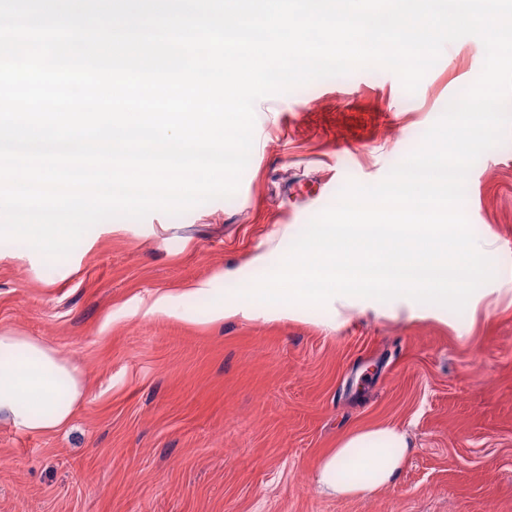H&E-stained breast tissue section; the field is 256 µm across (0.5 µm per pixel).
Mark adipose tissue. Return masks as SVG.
Returning a JSON list of instances; mask_svg holds the SVG:
<instances>
[{"instance_id":"1","label":"adipose tissue","mask_w":512,"mask_h":512,"mask_svg":"<svg viewBox=\"0 0 512 512\" xmlns=\"http://www.w3.org/2000/svg\"><path fill=\"white\" fill-rule=\"evenodd\" d=\"M446 192L411 187L389 191L375 223L338 213L316 224L277 267L257 260L240 290L214 310L213 320L249 317L256 299L277 298L284 312L329 309L337 322L348 314L428 317L434 304L478 313L510 298L496 288L495 269L472 243L473 225L452 224ZM490 287L473 290V279ZM87 389L79 369L45 343L0 331V419L32 435L68 425ZM407 434L394 426L347 432L318 468L320 493L356 498L393 485L410 453Z\"/></svg>"}]
</instances>
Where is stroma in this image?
I'll use <instances>...</instances> for the list:
<instances>
[{"label":"stroma","mask_w":512,"mask_h":512,"mask_svg":"<svg viewBox=\"0 0 512 512\" xmlns=\"http://www.w3.org/2000/svg\"><path fill=\"white\" fill-rule=\"evenodd\" d=\"M475 36L445 46L415 93L365 68L258 99L236 194L93 226L65 258L0 240V330L76 365L88 397L31 435L0 421V512H512V303L458 330L433 319L211 318L255 258L277 265L350 181H381L479 76ZM464 209L512 286V126L466 182ZM210 282L201 297L184 290ZM177 297L175 315L143 300ZM413 450L390 487L321 495L314 474L356 427Z\"/></svg>","instance_id":"1"}]
</instances>
